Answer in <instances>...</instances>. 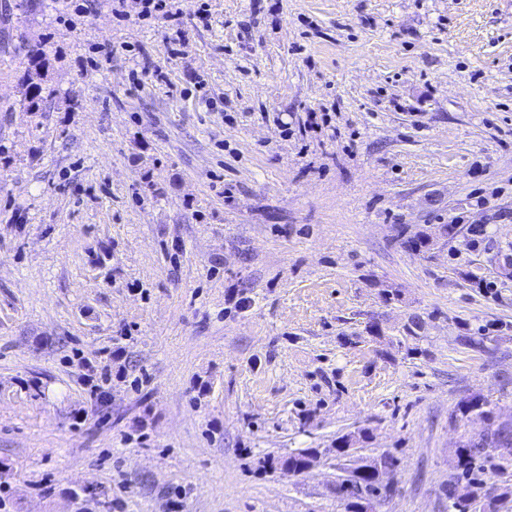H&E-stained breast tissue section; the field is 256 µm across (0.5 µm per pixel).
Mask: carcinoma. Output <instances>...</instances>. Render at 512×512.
Instances as JSON below:
<instances>
[{"label":"carcinoma","instance_id":"1","mask_svg":"<svg viewBox=\"0 0 512 512\" xmlns=\"http://www.w3.org/2000/svg\"><path fill=\"white\" fill-rule=\"evenodd\" d=\"M497 341L498 337L485 334L482 328L474 336L461 338V344L484 351L492 350ZM458 411L463 419L479 418L483 427L453 451L452 471L445 488L448 512H501L503 502L512 498V487H487L483 475L488 469L504 474L512 468V427H500L495 407L479 395L465 400ZM315 458V451L306 449L289 455L283 465L301 473ZM393 466V457L382 454L348 470L336 487L344 512H373V500L380 491V471Z\"/></svg>","mask_w":512,"mask_h":512}]
</instances>
